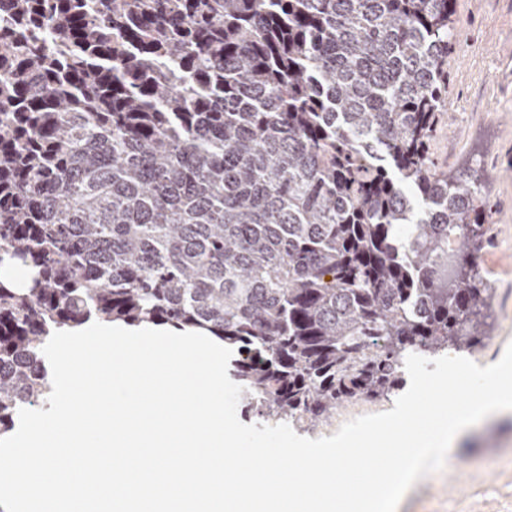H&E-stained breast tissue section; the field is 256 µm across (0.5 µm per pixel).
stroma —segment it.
<instances>
[{
  "instance_id": "1",
  "label": "stroma",
  "mask_w": 512,
  "mask_h": 512,
  "mask_svg": "<svg viewBox=\"0 0 512 512\" xmlns=\"http://www.w3.org/2000/svg\"><path fill=\"white\" fill-rule=\"evenodd\" d=\"M455 8L448 103L431 153L437 165L470 169L481 181L486 336L462 355L483 367L512 342V0H456ZM398 512H512V417L456 439L444 468L419 479Z\"/></svg>"
}]
</instances>
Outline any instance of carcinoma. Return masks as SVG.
<instances>
[{
    "instance_id": "1",
    "label": "carcinoma",
    "mask_w": 512,
    "mask_h": 512,
    "mask_svg": "<svg viewBox=\"0 0 512 512\" xmlns=\"http://www.w3.org/2000/svg\"><path fill=\"white\" fill-rule=\"evenodd\" d=\"M454 0H0V433L52 329L204 326L313 428L482 341L479 180L438 169ZM456 238L462 248L448 253ZM29 269L21 265L0 266V282L10 288H24L29 280Z\"/></svg>"
}]
</instances>
